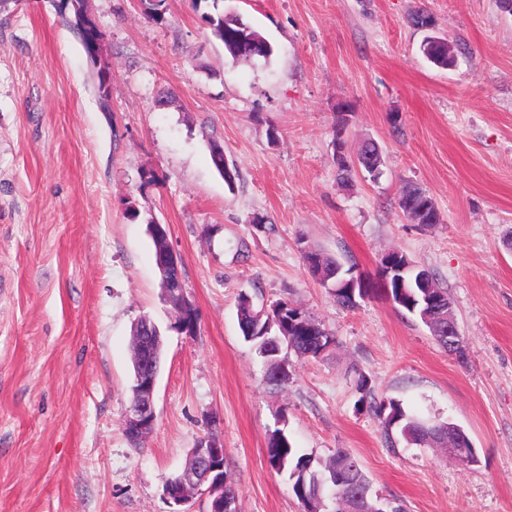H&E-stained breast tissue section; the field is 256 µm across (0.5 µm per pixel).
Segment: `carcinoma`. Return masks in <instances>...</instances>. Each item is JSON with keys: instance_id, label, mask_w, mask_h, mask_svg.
<instances>
[{"instance_id": "cac0c4a2", "label": "carcinoma", "mask_w": 512, "mask_h": 512, "mask_svg": "<svg viewBox=\"0 0 512 512\" xmlns=\"http://www.w3.org/2000/svg\"><path fill=\"white\" fill-rule=\"evenodd\" d=\"M70 2L72 16L67 19V23L76 31L87 50L102 37L101 31L87 12L84 0ZM204 19L210 34L224 44L225 51L232 57L257 56L267 60L273 55L272 44L239 17L218 11L205 15ZM256 39L264 43V48L263 52L253 55L245 51V47ZM424 202L430 206L428 215L440 221L433 199L419 187L413 189L406 201L398 202V207L404 211L417 208ZM311 253L318 258L322 268V286L334 301L346 309L356 307L357 302L349 294V282L354 277L352 269H343V264L337 258L316 248L311 249ZM402 258L409 268L399 275V287L392 289L395 308L420 318L426 311L425 289L419 283V274L412 259L405 254ZM237 315L244 340L253 344L264 359L265 381L274 388L287 385L292 376V365L286 360L283 351L285 343L292 344L293 353L299 359L318 358L336 346L335 336L322 324L307 318L305 312L286 300L266 309L257 306L250 295L241 293L237 300ZM302 318L309 319L312 324L305 337L297 332ZM355 390L358 394L356 409L361 411L367 408L379 417L389 440L397 435L406 444L419 446L429 438L438 445L448 441L450 435L460 439L464 434L460 426L449 420L422 419L409 413L401 401L395 398L376 397L371 380L363 373L358 374L355 380ZM266 454L276 472L288 474L292 493L304 509L314 503L323 512L326 494L335 491L336 478L339 476L354 485L360 493L363 501L359 508H364L367 501L372 503L379 500V497L373 495L371 483L357 457L346 448L336 449L331 464L320 470L314 466L312 457L297 451L285 430L277 428L268 436Z\"/></svg>"}]
</instances>
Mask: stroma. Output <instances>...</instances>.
I'll use <instances>...</instances> for the list:
<instances>
[{"mask_svg":"<svg viewBox=\"0 0 512 512\" xmlns=\"http://www.w3.org/2000/svg\"><path fill=\"white\" fill-rule=\"evenodd\" d=\"M97 60L53 0H0V512H174L164 486L199 439L224 444L238 512H301L266 442L282 428L323 460L349 449L406 512H512V12L499 0H84ZM240 16L275 48L231 57L203 14ZM426 10L432 30L409 16ZM453 45V67L422 53ZM105 65L109 111L97 67ZM382 150L377 180L337 179L335 141ZM220 144L237 168L227 186ZM416 185L440 221L396 205ZM136 217H129V209ZM168 227L196 336L168 330L157 425L132 445L131 329L162 326L148 223ZM309 245L355 274L396 250L448 296L465 356L378 297L334 302ZM287 300L336 338L272 391L237 297ZM377 394L469 435L473 466L396 442L356 411Z\"/></svg>","mask_w":512,"mask_h":512,"instance_id":"35a3bbf8","label":"stroma"}]
</instances>
